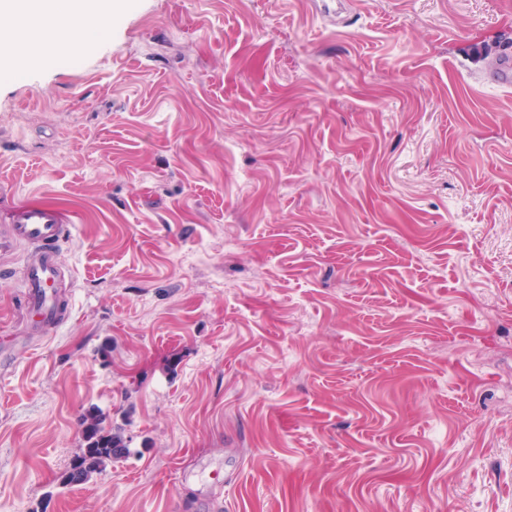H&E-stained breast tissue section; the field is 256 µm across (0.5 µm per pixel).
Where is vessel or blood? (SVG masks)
<instances>
[{
	"mask_svg": "<svg viewBox=\"0 0 512 512\" xmlns=\"http://www.w3.org/2000/svg\"><path fill=\"white\" fill-rule=\"evenodd\" d=\"M67 225L57 210L23 206L14 224L8 227L7 240L29 246L33 257L23 267L24 308L36 317L40 334H50L60 320V301L56 293L59 278L57 246Z\"/></svg>",
	"mask_w": 512,
	"mask_h": 512,
	"instance_id": "vessel-or-blood-1",
	"label": "vessel or blood"
}]
</instances>
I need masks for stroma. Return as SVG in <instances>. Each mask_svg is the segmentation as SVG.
Returning <instances> with one entry per match:
<instances>
[{"label": "stroma", "instance_id": "stroma-1", "mask_svg": "<svg viewBox=\"0 0 512 512\" xmlns=\"http://www.w3.org/2000/svg\"><path fill=\"white\" fill-rule=\"evenodd\" d=\"M109 18L0 44V512H512V0ZM92 406L128 450L62 485ZM8 226L6 241L29 246L34 257L23 267L24 308L36 317L39 335L50 334L60 320V301L55 291L59 278L57 246L67 231L65 219L56 209L22 206Z\"/></svg>", "mask_w": 512, "mask_h": 512}]
</instances>
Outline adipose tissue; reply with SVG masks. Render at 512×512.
<instances>
[{"mask_svg": "<svg viewBox=\"0 0 512 512\" xmlns=\"http://www.w3.org/2000/svg\"><path fill=\"white\" fill-rule=\"evenodd\" d=\"M60 0H0V41L13 33L37 26L39 22L65 11L66 22L61 30L59 48L73 49L88 30L97 28L98 20L112 9V0H67V7H60Z\"/></svg>", "mask_w": 512, "mask_h": 512, "instance_id": "1", "label": "adipose tissue"}]
</instances>
